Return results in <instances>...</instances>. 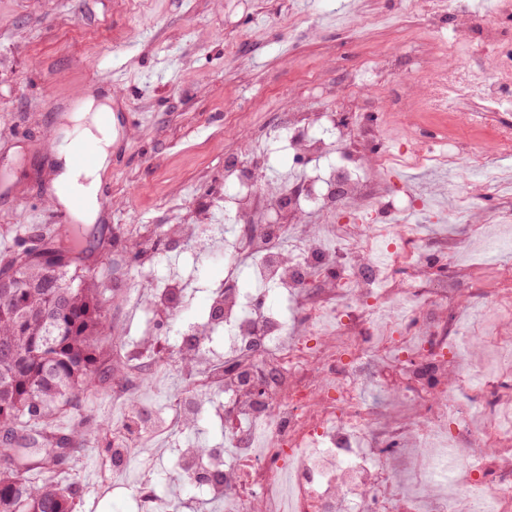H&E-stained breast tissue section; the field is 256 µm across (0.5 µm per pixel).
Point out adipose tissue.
<instances>
[{"label": "adipose tissue", "mask_w": 512, "mask_h": 512, "mask_svg": "<svg viewBox=\"0 0 512 512\" xmlns=\"http://www.w3.org/2000/svg\"><path fill=\"white\" fill-rule=\"evenodd\" d=\"M106 102L87 97L69 120L75 126L76 134L95 149L98 155L96 166L85 172L72 169L66 154H59L60 173L56 181L57 197L60 202H67L72 193H80L84 200L82 217L85 222H92L98 209L97 194L101 182V174L109 164V149L116 136L115 129L101 124L100 112L107 110Z\"/></svg>", "instance_id": "ef3b65f1"}]
</instances>
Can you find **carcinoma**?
<instances>
[{"label": "carcinoma", "mask_w": 512, "mask_h": 512, "mask_svg": "<svg viewBox=\"0 0 512 512\" xmlns=\"http://www.w3.org/2000/svg\"><path fill=\"white\" fill-rule=\"evenodd\" d=\"M85 249L44 238L0 266V512H73L75 490L37 477L56 472L85 441L84 424L55 431L96 380L111 332Z\"/></svg>", "instance_id": "carcinoma-1"}]
</instances>
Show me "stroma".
<instances>
[{
  "label": "stroma",
  "mask_w": 512,
  "mask_h": 512,
  "mask_svg": "<svg viewBox=\"0 0 512 512\" xmlns=\"http://www.w3.org/2000/svg\"><path fill=\"white\" fill-rule=\"evenodd\" d=\"M377 24L359 32V15ZM409 0H0V173L11 182L0 193V257L15 240L34 246L53 234V144L63 104L82 101L94 82L124 97L132 120L112 147L99 188L106 218L81 225L86 265L112 303L108 318L126 316L131 339L144 327L126 311L128 295L149 289L116 272L112 227L183 224L187 210L222 188L224 152L250 145L255 130L273 125L291 106L336 108L346 83L367 58L389 55L397 72L420 71L438 59L448 24L434 23L432 39L408 43ZM183 276L194 277V297L177 321L155 320V335L180 344L183 324L206 313L212 287L224 276L220 260L196 266L172 255ZM111 357L81 395V416L57 422L59 431L114 419ZM220 447L224 430L213 420L197 428L147 438L135 469L151 472L154 489L183 507L196 490L175 479L178 444ZM111 454L96 433L52 481L74 486V512H134L135 488L113 484Z\"/></svg>",
  "instance_id": "35a3bbf8"
}]
</instances>
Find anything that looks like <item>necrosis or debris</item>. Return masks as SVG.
<instances>
[{
  "label": "necrosis or debris",
  "instance_id": "4bbe7bcc",
  "mask_svg": "<svg viewBox=\"0 0 512 512\" xmlns=\"http://www.w3.org/2000/svg\"><path fill=\"white\" fill-rule=\"evenodd\" d=\"M422 23L407 27L416 41L446 17L442 56L452 69L422 71L418 82L379 64L368 97L351 86L360 108L280 113L265 141L293 161L288 179L263 180L266 149L224 157V192L190 224H159L114 233L116 256L142 270L159 263L168 242L210 259L214 226L238 234L224 241V278L209 295L208 313L180 345L150 333L129 340L114 330L117 400L134 395L143 378L178 366L184 387L157 400L155 419L194 427L204 416L224 426V445L178 451L179 475L201 499L224 512H512V394L502 391L501 351L512 352L502 326L512 321V289L488 291L482 328L467 325L462 288L464 254L512 241L500 213L473 223L468 192L452 209L400 193L391 180L402 166L455 168L466 158L487 190L512 203V177L487 163L512 157V0H493L476 13L467 0H412ZM413 116L430 132L419 146L374 147L377 129L364 119L373 100ZM411 213L436 224H466L464 238L434 237ZM391 263H379L378 247ZM444 275L427 286L431 254ZM248 266L259 289L240 288ZM413 270L397 281L392 270ZM190 280L166 273L154 282L152 312L175 319L189 302ZM224 335L223 355L211 336ZM388 389L392 411L377 412L366 387ZM151 425L133 414L112 426L113 474L125 473Z\"/></svg>",
  "mask_w": 512,
  "mask_h": 512
}]
</instances>
